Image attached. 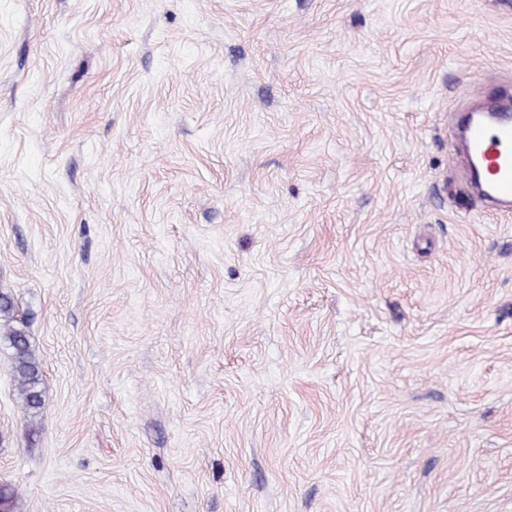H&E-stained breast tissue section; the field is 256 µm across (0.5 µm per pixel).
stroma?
I'll list each match as a JSON object with an SVG mask.
<instances>
[{
  "instance_id": "1",
  "label": "stroma",
  "mask_w": 512,
  "mask_h": 512,
  "mask_svg": "<svg viewBox=\"0 0 512 512\" xmlns=\"http://www.w3.org/2000/svg\"><path fill=\"white\" fill-rule=\"evenodd\" d=\"M506 91L512 0H0L16 512H512ZM449 131L473 160L469 179L481 199L498 214H512V103L488 102L469 112L453 113ZM14 296L0 289V345L11 350V373L18 398L34 420L43 413V364L31 336L17 319Z\"/></svg>"
}]
</instances>
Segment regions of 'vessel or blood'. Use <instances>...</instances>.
Returning <instances> with one entry per match:
<instances>
[{
    "mask_svg": "<svg viewBox=\"0 0 512 512\" xmlns=\"http://www.w3.org/2000/svg\"><path fill=\"white\" fill-rule=\"evenodd\" d=\"M449 130L461 140L472 165L469 179L498 214H512V103L488 102L452 114Z\"/></svg>",
    "mask_w": 512,
    "mask_h": 512,
    "instance_id": "obj_1",
    "label": "vessel or blood"
}]
</instances>
